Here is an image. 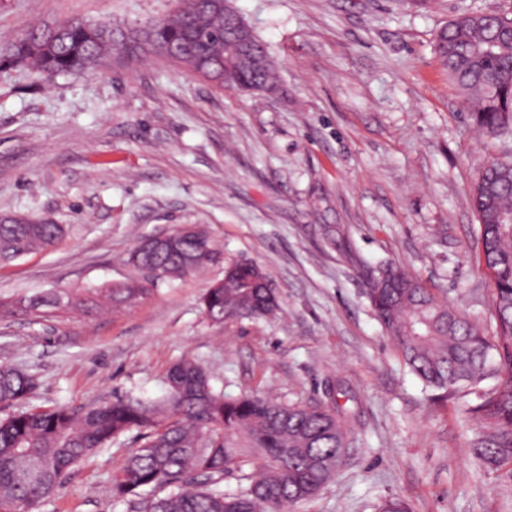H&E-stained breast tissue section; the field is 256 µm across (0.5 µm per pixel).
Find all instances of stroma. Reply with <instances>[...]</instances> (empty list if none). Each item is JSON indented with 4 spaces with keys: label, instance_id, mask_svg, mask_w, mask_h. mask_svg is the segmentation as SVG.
<instances>
[{
    "label": "stroma",
    "instance_id": "stroma-1",
    "mask_svg": "<svg viewBox=\"0 0 512 512\" xmlns=\"http://www.w3.org/2000/svg\"><path fill=\"white\" fill-rule=\"evenodd\" d=\"M280 74L277 93L225 91L152 55L45 79L0 65V215L49 218L51 250L0 264V300L86 297L141 279L145 238L202 225L216 259L117 309L0 320V364L26 367L44 408L157 399L176 362L226 395L308 405L337 390L356 414L335 477L286 512H512V480L470 455L473 422L438 400L375 319L369 283L392 263L493 335L469 192L500 138L477 129L434 52L453 16L506 0H232ZM178 0H0V56L30 23L122 30ZM265 269L276 316L211 323L200 300L230 264ZM132 430L74 467L34 512H132L112 479Z\"/></svg>",
    "mask_w": 512,
    "mask_h": 512
}]
</instances>
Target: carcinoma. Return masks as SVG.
I'll use <instances>...</instances> for the list:
<instances>
[{
  "label": "carcinoma",
  "mask_w": 512,
  "mask_h": 512,
  "mask_svg": "<svg viewBox=\"0 0 512 512\" xmlns=\"http://www.w3.org/2000/svg\"><path fill=\"white\" fill-rule=\"evenodd\" d=\"M512 15L464 12L437 34L436 50L448 76L475 104V124L512 137ZM235 32L220 0H180L157 28L115 29L78 19L27 25L8 56L48 78L95 68L114 53L154 54L189 73L224 87V62L234 57ZM241 83L278 88L276 68L238 73ZM471 204L479 217L480 261L493 281L495 335L436 300L429 288L404 270L388 266L374 278L369 298L379 323L396 343L405 364L428 387L453 396L461 414L476 422L471 456L487 471L512 480V160L488 161ZM60 224H0V260L10 262L54 246ZM212 240L185 238L179 249L135 250L130 261L150 272L124 288H98L106 301L132 304L159 283L194 274L212 262ZM73 294L22 296L0 303V317L62 310ZM205 316L216 323L233 317H267L278 299L253 281L246 269L203 296ZM494 380L487 386L485 382ZM166 393L158 400L117 397L81 408L33 407L0 418V512L34 509L60 487L78 462L126 432H142L143 444L112 480V495L136 512H283L314 497L333 478L320 462L341 460L340 438L351 433L340 406L284 404L257 393L231 398L217 391L199 364L184 360L170 368ZM38 377L0 364V405L34 397ZM241 482L235 492L225 478Z\"/></svg>",
  "instance_id": "1"
}]
</instances>
